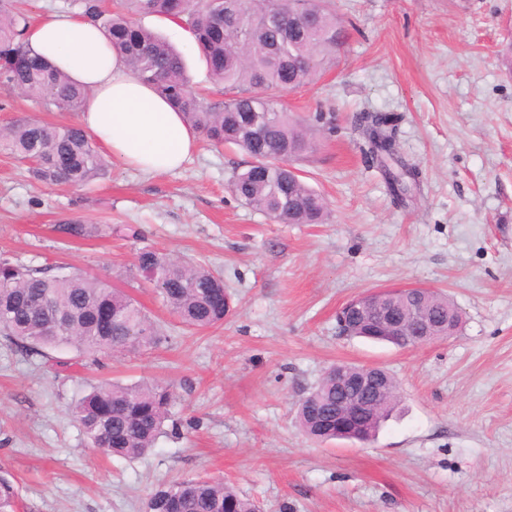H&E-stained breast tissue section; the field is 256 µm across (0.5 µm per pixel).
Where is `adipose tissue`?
Masks as SVG:
<instances>
[{"label":"adipose tissue","instance_id":"adipose-tissue-1","mask_svg":"<svg viewBox=\"0 0 512 512\" xmlns=\"http://www.w3.org/2000/svg\"><path fill=\"white\" fill-rule=\"evenodd\" d=\"M25 40L83 88L87 105L80 125L125 166L168 172L196 151L197 134L183 114L127 69L97 25L54 14L29 23Z\"/></svg>","mask_w":512,"mask_h":512}]
</instances>
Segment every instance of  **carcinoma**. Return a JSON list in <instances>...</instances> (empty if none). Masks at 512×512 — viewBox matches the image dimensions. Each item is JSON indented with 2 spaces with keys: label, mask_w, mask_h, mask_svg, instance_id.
Instances as JSON below:
<instances>
[{
  "label": "carcinoma",
  "mask_w": 512,
  "mask_h": 512,
  "mask_svg": "<svg viewBox=\"0 0 512 512\" xmlns=\"http://www.w3.org/2000/svg\"><path fill=\"white\" fill-rule=\"evenodd\" d=\"M81 16L98 25L125 64L170 100L186 121L215 146H234L264 164L234 174L231 190L245 205L283 224H323L324 198L310 187L293 163L311 153V128L294 121L278 103L279 93L310 83L333 62L344 29L324 0H118L111 11L99 0H72ZM308 13L311 22L287 34L293 14ZM156 15L179 22L199 48L211 79L232 96L211 104L192 87L181 53L136 17ZM23 12L0 0V84L39 101L46 108L79 112L83 91L70 77L34 53L23 39ZM361 151L384 176L393 200L402 202L420 182L421 172L405 162L397 148V124L388 112L355 117ZM0 151L31 163L32 176L47 187L85 186L107 174L102 155L77 125L54 126L22 118L0 129ZM68 237H90L94 224L65 223ZM136 275L152 288L169 312L189 329L203 331L224 323L228 312L210 300L224 286L220 274L201 263L171 259L142 249L133 264ZM410 318L416 306L445 317L456 309L435 291L393 290ZM69 317L66 329L54 330L53 317ZM339 333L363 337L367 324L345 311L337 316ZM0 336L27 356L67 349L78 359L102 353L141 351L160 340L159 325L132 296L107 281L79 273L53 275L50 270L0 259ZM374 432H379L400 402L398 384L387 376ZM174 401L172 391L153 381L93 385L71 409L92 446L107 456L137 459L149 454L163 433ZM336 409V382L328 375L298 405L302 431L316 440L334 439L312 414ZM18 493L0 477V512H16ZM143 512H262L234 487L211 479L191 478L157 485Z\"/></svg>",
  "instance_id": "obj_1"
}]
</instances>
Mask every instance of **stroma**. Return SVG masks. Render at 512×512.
Here are the masks:
<instances>
[{
    "instance_id": "35a3bbf8",
    "label": "stroma",
    "mask_w": 512,
    "mask_h": 512,
    "mask_svg": "<svg viewBox=\"0 0 512 512\" xmlns=\"http://www.w3.org/2000/svg\"><path fill=\"white\" fill-rule=\"evenodd\" d=\"M333 2L348 31L335 64L281 94L314 128L296 167L327 223L280 224L238 200L229 180L250 157L235 147L199 142L155 175L114 159L78 189L46 187L0 152V257L108 280L164 331L151 350L89 370L0 337V476L18 485L20 512H142L158 484L191 477L231 484L265 512H512V0ZM139 22L183 52L209 102L224 101L193 41L166 18ZM366 109L397 116L398 151L421 171L406 204L359 148ZM22 117L78 121L0 88V126ZM75 221L99 231L59 233ZM145 247L221 271L224 324L184 330L132 273ZM408 287L448 295L461 330L409 349L339 335L348 300ZM337 363L399 384L372 442L319 443L297 426L298 401ZM144 379L174 392L171 431L144 458L103 456L71 407L89 385Z\"/></svg>"
}]
</instances>
